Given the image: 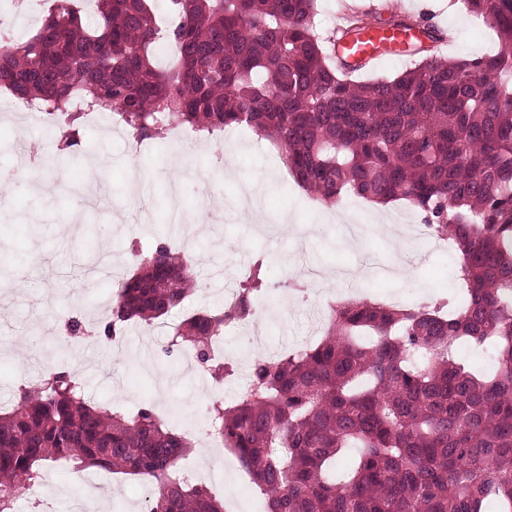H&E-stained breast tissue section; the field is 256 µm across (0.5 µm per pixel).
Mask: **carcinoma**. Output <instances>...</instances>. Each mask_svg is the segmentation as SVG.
Masks as SVG:
<instances>
[{
  "mask_svg": "<svg viewBox=\"0 0 512 512\" xmlns=\"http://www.w3.org/2000/svg\"><path fill=\"white\" fill-rule=\"evenodd\" d=\"M154 0H52L35 34L0 40V88L41 109L67 147L76 116L109 107L138 140L189 128L214 136L245 125L269 139L296 184L335 204L353 194L403 201L452 245L459 301L327 304L317 344L252 361L231 401L209 402V432L239 460L265 512H512V0H463L500 48L471 59L417 43L401 73L360 81L315 31L318 0H164L176 61L160 70ZM377 17L357 15V40ZM390 29L419 18L393 14ZM117 283L112 341L130 322H160L193 295V267L160 242ZM267 272L256 266L229 307L183 315L166 349L194 354L220 377L224 329L254 317ZM471 343L495 363L470 370ZM193 443L149 405L100 408L66 370L25 382L0 411V512L36 489L47 467H97L155 486L146 512H224L204 479L181 476ZM359 449L336 477V458Z\"/></svg>",
  "mask_w": 512,
  "mask_h": 512,
  "instance_id": "cac0c4a2",
  "label": "carcinoma"
}]
</instances>
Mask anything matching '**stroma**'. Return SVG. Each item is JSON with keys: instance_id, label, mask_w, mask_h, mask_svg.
<instances>
[{"instance_id": "1", "label": "stroma", "mask_w": 512, "mask_h": 512, "mask_svg": "<svg viewBox=\"0 0 512 512\" xmlns=\"http://www.w3.org/2000/svg\"><path fill=\"white\" fill-rule=\"evenodd\" d=\"M390 2L441 32V54L473 58L498 48L492 30L449 0ZM130 140L124 127L105 118L63 153L58 139L26 114L0 116V172L19 175L0 187V198L10 205L0 218L2 407L9 406L22 382L53 369H72L97 405L132 413L148 402L180 432L194 436L207 428L208 414L197 405L209 400L216 383L176 358L147 355L148 347L164 345L163 327H129L120 350L99 341L72 348L55 339L72 312L87 318L111 306L115 281L96 275L99 254L108 253L123 275L132 274L135 251L154 248L161 222L167 225L161 238L176 250L186 225L200 229L192 240L198 291L186 310L220 305L225 289L237 287L255 262L268 268L267 286L255 300L260 315L224 334V358L237 371L221 385L228 400L255 357H273L326 334L323 306L300 303L296 284L328 294L354 290L372 301L391 294L410 304L458 286L452 259L413 232L420 218L399 202L392 203L390 215L405 225L416 264L411 278L386 274L394 243L373 207L352 195L332 206L312 199L295 183L277 148L250 129L186 140L170 135L135 150ZM204 179L216 185L214 194L222 200L216 208H208L198 193ZM284 220L291 226L286 233L280 227ZM214 467L229 492L224 505L230 512H264L263 500L233 454ZM92 477L112 490L103 512H140L134 478L90 469L50 471L38 497L20 496L15 512H41L45 502L75 512Z\"/></svg>"}]
</instances>
